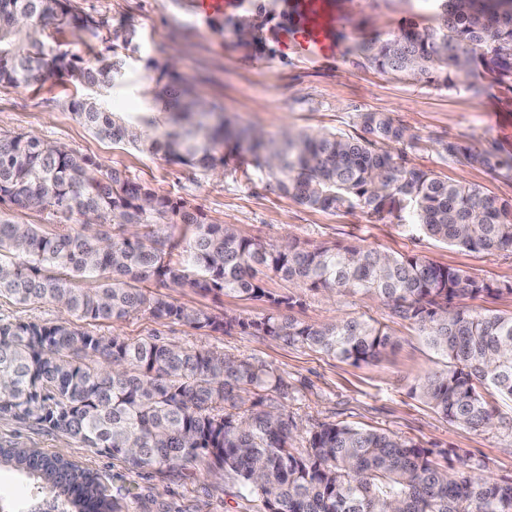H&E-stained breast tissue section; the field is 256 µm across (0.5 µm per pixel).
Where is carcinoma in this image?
<instances>
[{
	"label": "carcinoma",
	"mask_w": 512,
	"mask_h": 512,
	"mask_svg": "<svg viewBox=\"0 0 512 512\" xmlns=\"http://www.w3.org/2000/svg\"><path fill=\"white\" fill-rule=\"evenodd\" d=\"M429 2L435 25L418 30L411 21L397 34L355 43L350 55L379 73L448 89L473 72L512 89V0ZM51 26L96 38L101 23L71 14L70 0H0V84L28 86L57 75L90 90L68 108L97 138L212 173L228 163L222 148L233 140L247 145L246 167L303 205L395 214L437 241L488 256L512 251V201L411 164L394 151L409 139L406 129L380 113L362 116L364 137L290 131L266 139L216 117L173 64L154 60L153 85L142 87L146 110L118 115L108 110L106 92L125 78L119 48L129 40L114 35L112 54L87 64L48 43ZM443 150L462 164L512 171V157L461 141ZM29 207L75 223L47 233L16 222L13 212ZM95 224L116 233L95 231ZM180 224L190 235L177 239ZM176 250L181 259L174 261ZM265 271L309 290L374 296L392 317L415 325L443 367L411 394L449 421L488 427L497 418L494 396L512 399V314L465 305L512 294L511 282L416 253L306 248L295 240L268 247L90 154L17 133L0 134V296L55 304L67 318L0 320V417L62 432L136 473L205 459L259 500L263 512H512V479L483 477V463L461 450L450 471L437 460L445 451L338 422L309 431L298 453L289 447L293 416L264 408L269 394L285 389L273 370L216 350L99 336L82 326L143 312L214 334L240 330L308 346L357 366L394 345L375 320L315 325L281 313L300 296L267 293L259 278ZM78 279L94 286L79 288ZM147 282L158 291L147 290ZM162 288L265 297L269 312L251 320L212 315L171 301ZM0 466L53 493L49 510L31 512H120L95 473L59 455L0 446Z\"/></svg>",
	"instance_id": "carcinoma-1"
}]
</instances>
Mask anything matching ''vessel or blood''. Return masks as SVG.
I'll use <instances>...</instances> for the list:
<instances>
[{"label": "vessel or blood", "mask_w": 512, "mask_h": 512, "mask_svg": "<svg viewBox=\"0 0 512 512\" xmlns=\"http://www.w3.org/2000/svg\"><path fill=\"white\" fill-rule=\"evenodd\" d=\"M246 0H194L196 16L205 22L243 19ZM347 24L341 0H277L266 38L277 57H293L326 67L342 61L339 32Z\"/></svg>", "instance_id": "obj_1"}]
</instances>
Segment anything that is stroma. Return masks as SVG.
<instances>
[{
	"instance_id": "obj_1",
	"label": "stroma",
	"mask_w": 512,
	"mask_h": 512,
	"mask_svg": "<svg viewBox=\"0 0 512 512\" xmlns=\"http://www.w3.org/2000/svg\"><path fill=\"white\" fill-rule=\"evenodd\" d=\"M193 0H71L74 11L101 21L97 38L83 42L71 33L59 40L66 49L90 60L114 32L127 33L137 51L127 60L128 78L148 84L150 60L175 61L198 95L222 107L227 118L271 139L286 131L324 128L359 136L361 116L384 114L406 127L411 141L402 146L407 158L440 178L478 185L489 195L512 199V175L449 160L444 142L456 139L480 149L512 156V90L491 86L482 96L465 87L437 88L424 82L383 75L344 56L332 70L297 61L262 62L251 45L261 34L276 0H255L245 21L246 35L227 22L204 24L194 15ZM350 26L341 35L343 47L368 38L386 37L407 20L426 26L424 0H342ZM78 89L61 77L29 87L0 86V133L30 132L97 157L125 171L156 192L179 197L201 208L214 222L234 225L244 237L267 245L297 239L302 245L373 247L389 253H418L430 260L476 276L512 281V252L494 256L447 245L405 231L397 216L376 218L344 209L321 210L282 194L274 180L245 174L229 162L210 175L141 153L129 146L96 138L68 108ZM262 286L275 295L299 292L302 303L292 317L309 324L338 318H373L389 325L393 348L360 366L326 356L306 346H290L267 336L233 332L215 335L191 326L158 320L147 314L120 322H92L89 330L132 341L155 337L185 349H213L272 368L286 384L284 394L269 395L266 404L294 415L298 430L293 447L306 445L309 430L323 423L344 422L410 439L427 448H459L485 463V477H512V402L499 401L502 420L485 429L449 422L410 389L441 366V360L419 331L391 317L379 299L295 289L278 277H263ZM175 303L221 315L230 311L244 319L262 316L266 300L187 288L171 289ZM0 445L40 448L96 472L122 512H260L259 502L239 495L222 469L199 460L188 467L134 473L120 459L85 448L63 433L0 418ZM37 490L22 474L0 467V512H28Z\"/></svg>"
}]
</instances>
